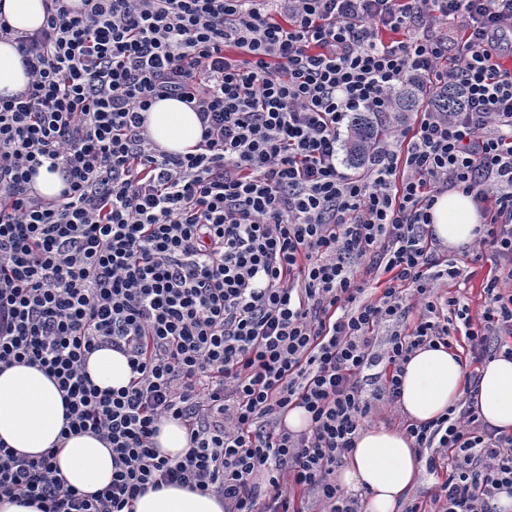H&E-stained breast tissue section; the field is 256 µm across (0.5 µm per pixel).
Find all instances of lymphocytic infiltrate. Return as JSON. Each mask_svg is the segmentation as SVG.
<instances>
[{
	"label": "lymphocytic infiltrate",
	"mask_w": 512,
	"mask_h": 512,
	"mask_svg": "<svg viewBox=\"0 0 512 512\" xmlns=\"http://www.w3.org/2000/svg\"><path fill=\"white\" fill-rule=\"evenodd\" d=\"M32 32L0 18L24 92L0 97V366H36L63 394L66 431L112 450L87 495L54 451L0 443V499L40 512H132L147 490L214 491L224 512H362L333 475L401 394L422 346L464 339L470 364L512 354V0H45ZM393 32L391 42L380 30ZM422 81L463 105L427 104L349 172L344 135ZM176 98L203 129L162 151L145 111ZM60 171L53 198L31 182ZM490 216L484 302L440 293L463 275L430 228L438 195ZM381 283L369 292L366 280ZM415 321H408L409 313ZM127 357L126 388L86 362ZM465 397L406 432L439 475L405 512H498L512 497V434ZM304 409L307 426L283 420ZM190 450L160 455L161 420ZM87 373L100 389L126 387L130 379L127 358L110 348L93 352L87 360Z\"/></svg>",
	"instance_id": "obj_1"
}]
</instances>
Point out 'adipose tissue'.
<instances>
[{
  "mask_svg": "<svg viewBox=\"0 0 512 512\" xmlns=\"http://www.w3.org/2000/svg\"><path fill=\"white\" fill-rule=\"evenodd\" d=\"M145 126L151 138L171 153H193L201 140L196 112L176 99L155 100ZM431 214L435 236L453 249L473 242L481 225L472 197L459 190L439 196ZM87 373L103 390L125 387L130 379L126 357L109 348L89 356ZM480 373L475 398L478 415L493 427L512 431V358L498 355ZM464 390L465 364L460 353L422 347L405 366L398 406L409 421L425 423L461 400ZM64 422L62 394L53 379L36 367L0 370V441L27 456L56 449L59 476L65 484L87 494L103 489L112 481L111 449L88 433L61 438ZM424 470L425 460L406 432L380 425L360 432L336 481L364 492L366 512H396ZM135 512H224V503L212 493L165 486L140 496Z\"/></svg>",
  "mask_w": 512,
  "mask_h": 512,
  "instance_id": "ef3b65f1",
  "label": "adipose tissue"
}]
</instances>
